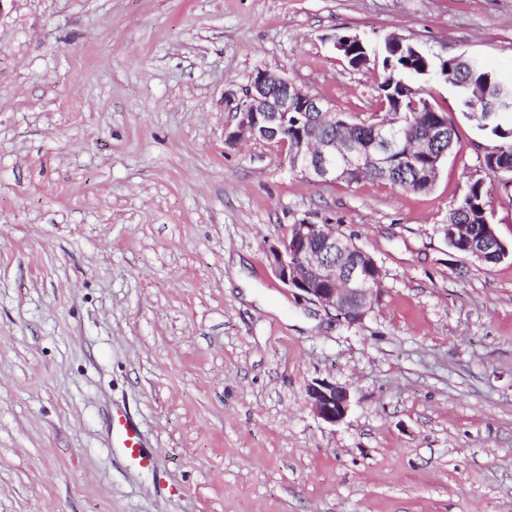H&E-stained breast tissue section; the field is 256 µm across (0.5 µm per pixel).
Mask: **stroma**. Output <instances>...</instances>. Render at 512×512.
<instances>
[{
  "instance_id": "stroma-1",
  "label": "stroma",
  "mask_w": 512,
  "mask_h": 512,
  "mask_svg": "<svg viewBox=\"0 0 512 512\" xmlns=\"http://www.w3.org/2000/svg\"><path fill=\"white\" fill-rule=\"evenodd\" d=\"M393 33L512 81V0H0V512H512V258L439 232L479 179L512 247V175L456 90L417 82L459 137L420 194L227 138L261 70L381 112ZM304 218L380 266L361 323L272 272ZM307 392V404L318 419L328 424L344 419L350 406V394L346 388L320 380L310 385ZM114 443L123 451V457L131 466L147 469L154 466V459L144 451L137 423L127 413L112 415Z\"/></svg>"
}]
</instances>
